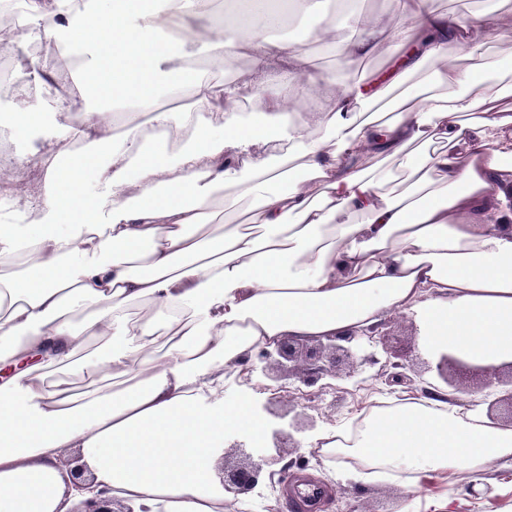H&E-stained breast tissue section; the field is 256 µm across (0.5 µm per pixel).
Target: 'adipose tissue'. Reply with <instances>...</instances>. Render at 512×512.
Here are the masks:
<instances>
[{
	"instance_id": "adipose-tissue-1",
	"label": "adipose tissue",
	"mask_w": 512,
	"mask_h": 512,
	"mask_svg": "<svg viewBox=\"0 0 512 512\" xmlns=\"http://www.w3.org/2000/svg\"><path fill=\"white\" fill-rule=\"evenodd\" d=\"M239 2L228 22L201 14L198 0H93L76 14L66 0H26L32 28L83 55L96 95L150 115L159 133L144 140L132 121L112 137L103 113L84 109L91 153L60 141L38 157L41 222L0 224V258L19 267L0 281V367L11 369L0 377V512H66L67 448L132 512H225L224 431H265L251 394L226 405V370L286 336L311 343L396 311L420 318L431 353L512 362V121L499 106L512 86L494 100L469 93L497 67L483 33L500 17L451 18L433 0H397L390 32L364 12L337 17L319 32L337 55L416 45L406 66L422 87L375 118L364 109L401 73L373 91L350 84L303 125L297 95L267 92L273 67L299 71L297 51L269 35L272 0ZM450 42L471 65L446 60ZM193 44L219 64L247 52L251 77L197 75L184 64ZM187 89L191 106L161 105ZM175 123L197 137L174 154L164 132ZM261 143L277 157L254 154ZM96 151L110 162L94 164ZM400 156L411 163L398 191L387 163ZM89 170L101 192L82 197ZM221 197L247 202L253 222L202 236ZM94 339L99 352L79 359L92 389L47 383L46 368ZM319 439L396 479L512 460L511 426L427 396L381 411L356 436L334 426Z\"/></svg>"
}]
</instances>
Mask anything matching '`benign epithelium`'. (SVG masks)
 Here are the masks:
<instances>
[{
    "instance_id": "7a95c632",
    "label": "benign epithelium",
    "mask_w": 512,
    "mask_h": 512,
    "mask_svg": "<svg viewBox=\"0 0 512 512\" xmlns=\"http://www.w3.org/2000/svg\"><path fill=\"white\" fill-rule=\"evenodd\" d=\"M370 351V360L378 361L375 352L385 355V364L394 368H402L388 377L390 385H407L421 391L422 394L432 396L433 384L425 378V372L415 367V364L405 365L390 361L397 350L392 345V334L382 330V325L366 329H354L343 336H332L325 341H316L311 344L300 343L285 338L274 348H262L256 354V360L251 364L249 371L257 378L271 382L267 389L273 391L272 397L264 403L255 406L256 412L262 417L266 426L265 439L253 442L245 435L227 433L224 435V444L234 449V457L221 459L217 465V473L224 491L234 498H255L273 486L275 475L283 474L286 465L283 464L284 448H298L300 441L295 435L318 432L317 418L311 414L297 413L288 423L290 431L276 427L268 420L272 415L284 418V414L274 410V406L281 405L291 399L289 387L280 384L282 380H294L295 391L302 396L309 395L307 389L319 387L325 389L331 386L329 380L341 375L344 370H355L361 353ZM454 364L461 372L469 367L459 360L443 354L436 365L439 377L453 391L460 394L469 393V389L458 380L448 376V364ZM502 395L491 401L490 408L499 405L506 406L504 413H489V417L504 421L512 425V376L499 383ZM64 466L69 469L72 484L80 492L92 489L94 475L82 461V453L69 456L63 460ZM70 512H131L120 501L113 499L105 490L96 492L79 502Z\"/></svg>"
}]
</instances>
